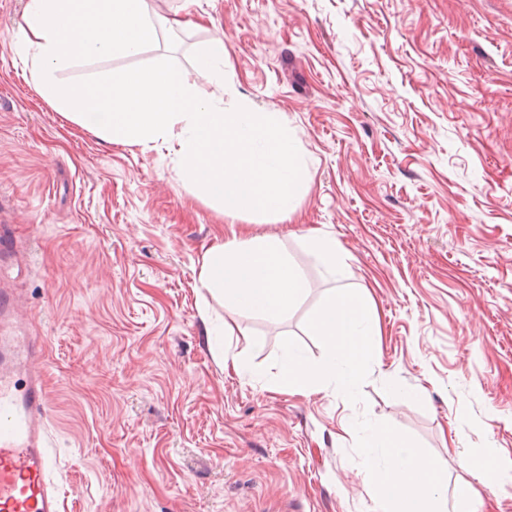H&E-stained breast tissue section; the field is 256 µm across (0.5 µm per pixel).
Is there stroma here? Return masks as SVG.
<instances>
[{
	"label": "stroma",
	"mask_w": 512,
	"mask_h": 512,
	"mask_svg": "<svg viewBox=\"0 0 512 512\" xmlns=\"http://www.w3.org/2000/svg\"><path fill=\"white\" fill-rule=\"evenodd\" d=\"M25 2L0 0V296L17 302L0 336L44 345L64 512H380L363 452L378 427L442 461L447 502L471 487L512 512V484L467 466L512 468V0H148L182 28L60 71L170 57L225 108L279 113L306 173L296 211L233 221L175 149L107 142L37 92ZM213 37L220 80L195 61ZM233 229L278 239L303 273L287 317L199 288ZM334 288L375 303L373 351L352 392L292 393L283 353L322 359L310 319ZM310 245L318 251L320 260L326 270L333 276L340 273L343 268V256L336 250V245L328 240H323L314 234L309 238Z\"/></svg>",
	"instance_id": "obj_1"
}]
</instances>
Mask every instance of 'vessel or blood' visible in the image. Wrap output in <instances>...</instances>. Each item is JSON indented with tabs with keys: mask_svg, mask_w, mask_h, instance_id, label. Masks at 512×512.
Instances as JSON below:
<instances>
[{
	"mask_svg": "<svg viewBox=\"0 0 512 512\" xmlns=\"http://www.w3.org/2000/svg\"><path fill=\"white\" fill-rule=\"evenodd\" d=\"M16 356L29 366L24 390L0 362V512H63L50 475L56 460L47 449L46 365L31 337L14 339Z\"/></svg>",
	"mask_w": 512,
	"mask_h": 512,
	"instance_id": "vessel-or-blood-1",
	"label": "vessel or blood"
}]
</instances>
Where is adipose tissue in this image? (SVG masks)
I'll use <instances>...</instances> for the list:
<instances>
[{"label": "adipose tissue", "instance_id": "1", "mask_svg": "<svg viewBox=\"0 0 512 512\" xmlns=\"http://www.w3.org/2000/svg\"><path fill=\"white\" fill-rule=\"evenodd\" d=\"M375 319L376 309L366 295L332 289L311 320L313 330L325 341L323 358L312 363L297 349L288 348L280 367L283 386L303 392L331 377L344 390H353L372 351ZM366 453L377 467V491L385 512H439L446 475L437 459L422 455L386 428L372 431Z\"/></svg>", "mask_w": 512, "mask_h": 512}]
</instances>
